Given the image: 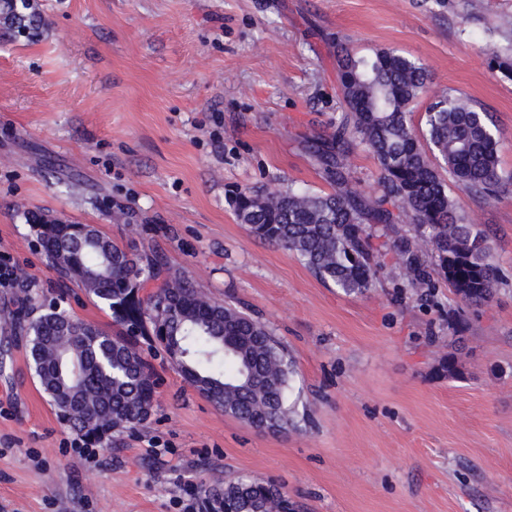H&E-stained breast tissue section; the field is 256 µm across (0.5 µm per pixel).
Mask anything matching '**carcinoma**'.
<instances>
[{
	"mask_svg": "<svg viewBox=\"0 0 512 512\" xmlns=\"http://www.w3.org/2000/svg\"><path fill=\"white\" fill-rule=\"evenodd\" d=\"M345 113L330 141L311 153L336 189L314 193L247 188L236 215L260 240L294 253L320 280L346 294H363L377 279L383 237L401 278L419 298L435 281L448 283L470 307L492 300L502 281L487 236L457 213L454 185L477 196L499 184L498 131L486 114L448 94L431 103L420 127L411 105L428 89L426 66L396 50L358 57L336 44ZM361 145L377 160L378 194L350 185L347 157ZM46 261L64 284L73 283L112 310L122 331H107L48 306L27 319L29 356L60 420L77 435L102 444L131 431L153 407L157 378L146 353L159 348L185 381L224 413L264 430H286L294 406L288 392L294 364L264 322L212 300L173 275L146 301L134 289L153 279L157 256L119 246L84 224H34ZM206 495L229 499L235 512H279L281 492L245 475Z\"/></svg>",
	"mask_w": 512,
	"mask_h": 512,
	"instance_id": "cac0c4a2",
	"label": "carcinoma"
}]
</instances>
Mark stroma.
<instances>
[{
	"instance_id": "obj_1",
	"label": "stroma",
	"mask_w": 512,
	"mask_h": 512,
	"mask_svg": "<svg viewBox=\"0 0 512 512\" xmlns=\"http://www.w3.org/2000/svg\"><path fill=\"white\" fill-rule=\"evenodd\" d=\"M340 40L420 60L429 97H464L500 130L497 198L453 193L505 274L488 305L459 308L444 285L416 300L390 255L344 294L238 220L246 188L333 191L304 141L342 115ZM494 54L512 56V0H0V248L38 279L0 289V512H184L182 485L239 474L296 512H512V80ZM32 215L136 242L161 277L268 323L295 361L294 426L225 415L155 352L150 417L85 465L12 322L57 297L118 326L61 287Z\"/></svg>"
}]
</instances>
